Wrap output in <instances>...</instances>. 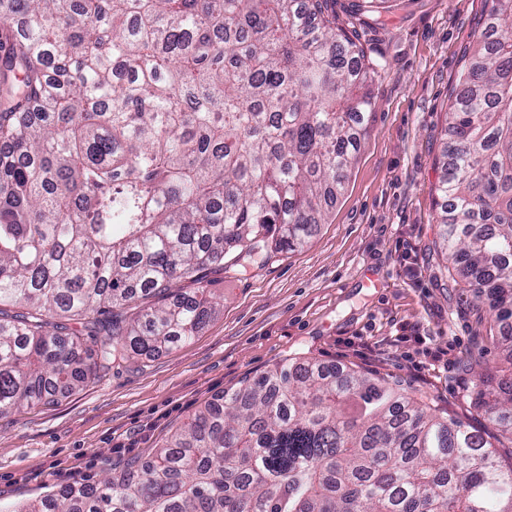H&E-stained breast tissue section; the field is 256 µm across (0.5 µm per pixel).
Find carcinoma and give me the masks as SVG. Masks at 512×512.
<instances>
[{
	"label": "carcinoma",
	"mask_w": 512,
	"mask_h": 512,
	"mask_svg": "<svg viewBox=\"0 0 512 512\" xmlns=\"http://www.w3.org/2000/svg\"><path fill=\"white\" fill-rule=\"evenodd\" d=\"M335 6L0 0V416L191 340L220 306L205 271L324 223L381 68ZM459 83L439 223L495 338L512 324V0ZM174 279L197 288L176 298ZM469 365L471 405L512 436V383L500 395L482 349ZM9 512H512V464L381 380L307 360L225 391L129 469Z\"/></svg>",
	"instance_id": "obj_1"
}]
</instances>
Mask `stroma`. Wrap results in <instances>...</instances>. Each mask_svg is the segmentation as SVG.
I'll return each mask as SVG.
<instances>
[{"mask_svg":"<svg viewBox=\"0 0 512 512\" xmlns=\"http://www.w3.org/2000/svg\"><path fill=\"white\" fill-rule=\"evenodd\" d=\"M350 5L337 0L338 29L382 68L325 223L303 249L245 273L207 271L223 307L188 343L115 362L48 404L1 417L0 512L63 486L71 467L94 480L122 471L206 403L288 359L372 373L494 434L464 396L466 354L486 348L506 382L512 361L489 337L487 307L441 256L436 187L452 146L448 106L497 0H384L377 25ZM370 276L378 287H366Z\"/></svg>","mask_w":512,"mask_h":512,"instance_id":"1","label":"stroma"}]
</instances>
